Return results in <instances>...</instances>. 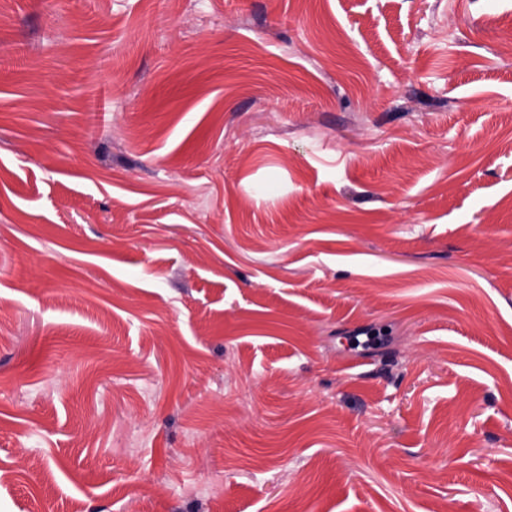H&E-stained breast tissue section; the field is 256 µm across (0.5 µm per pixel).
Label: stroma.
<instances>
[{
	"label": "stroma",
	"instance_id": "stroma-1",
	"mask_svg": "<svg viewBox=\"0 0 512 512\" xmlns=\"http://www.w3.org/2000/svg\"><path fill=\"white\" fill-rule=\"evenodd\" d=\"M0 10V512H512V0Z\"/></svg>",
	"mask_w": 512,
	"mask_h": 512
}]
</instances>
